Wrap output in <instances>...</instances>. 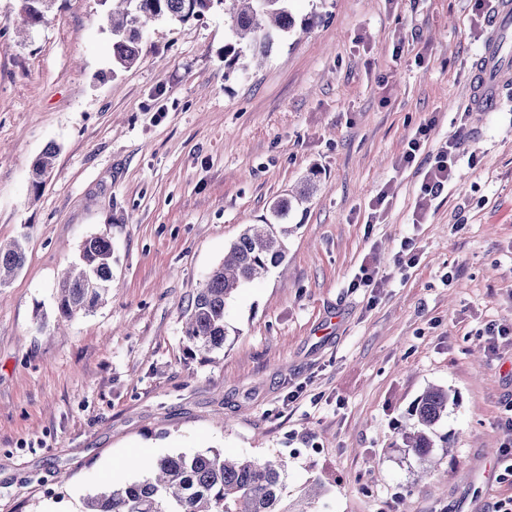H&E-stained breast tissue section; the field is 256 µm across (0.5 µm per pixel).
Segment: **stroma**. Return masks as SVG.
Instances as JSON below:
<instances>
[{
	"instance_id": "obj_1",
	"label": "stroma",
	"mask_w": 512,
	"mask_h": 512,
	"mask_svg": "<svg viewBox=\"0 0 512 512\" xmlns=\"http://www.w3.org/2000/svg\"><path fill=\"white\" fill-rule=\"evenodd\" d=\"M474 4L293 0L296 17L319 13L313 29L228 75L220 10L148 25L116 71L99 0H56L21 38L19 0H0V242L26 254L0 290V512H84L141 460L209 451L282 456L285 502L322 484L312 512H491L512 497V96L470 106ZM451 139L452 180L422 196ZM310 178L284 261L228 300L223 350L190 355L192 296ZM92 235L112 242V293L60 319L58 277ZM364 263L380 287H351ZM431 385L456 401L425 481L398 432ZM57 155L55 147L47 148L36 160L33 166V185L36 189L41 187L45 179L50 175L54 167V160Z\"/></svg>"
}]
</instances>
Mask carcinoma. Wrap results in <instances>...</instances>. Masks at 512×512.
<instances>
[{"instance_id":"1","label":"carcinoma","mask_w":512,"mask_h":512,"mask_svg":"<svg viewBox=\"0 0 512 512\" xmlns=\"http://www.w3.org/2000/svg\"><path fill=\"white\" fill-rule=\"evenodd\" d=\"M30 25L45 18L53 0H20ZM292 0H112L108 14L112 31V61L128 68L140 53L142 31L162 20L188 22L205 17L217 6L231 20V40L224 44L225 73L235 69L245 52L264 56L274 37L291 31L296 23ZM320 19L313 12L301 20L307 31ZM57 151L47 148L33 166V185L41 187L54 167ZM314 188H306L290 199L274 202L275 216L283 219L293 202L307 199ZM286 224H247L198 289L185 314L184 337L189 350L201 356L224 348L227 329L224 309L228 299L242 285L254 281L286 257ZM24 261L18 241L0 244V289ZM112 287V244L103 236L85 241L80 263L58 282L56 309L59 317L71 319L91 311ZM455 401L442 388H428L411 408L419 429L402 434V445L419 459H427L435 448L434 427L448 415V404ZM141 479L120 487H105L86 502L85 512H309L305 508L281 506L288 478L285 459L253 457L227 458L219 452L176 454L142 466Z\"/></svg>"}]
</instances>
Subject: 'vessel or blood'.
Segmentation results:
<instances>
[{
    "mask_svg": "<svg viewBox=\"0 0 512 512\" xmlns=\"http://www.w3.org/2000/svg\"><path fill=\"white\" fill-rule=\"evenodd\" d=\"M486 25L488 36L473 82L474 107L481 112L492 111L503 94L512 92V56L504 51V39L512 29V0H497Z\"/></svg>",
    "mask_w": 512,
    "mask_h": 512,
    "instance_id": "obj_1",
    "label": "vessel or blood"
}]
</instances>
